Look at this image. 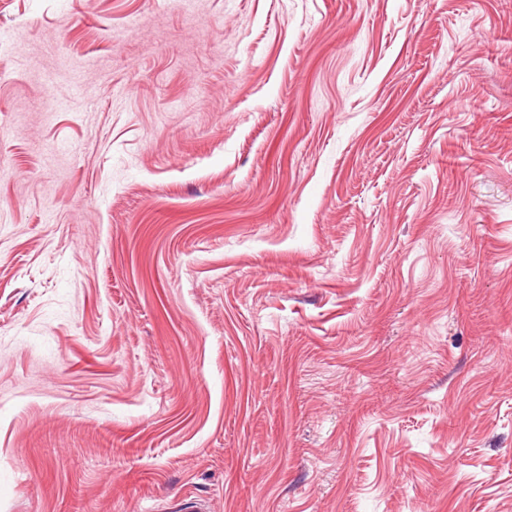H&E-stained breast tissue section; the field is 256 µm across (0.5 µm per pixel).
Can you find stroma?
<instances>
[{"label": "stroma", "instance_id": "1", "mask_svg": "<svg viewBox=\"0 0 512 512\" xmlns=\"http://www.w3.org/2000/svg\"><path fill=\"white\" fill-rule=\"evenodd\" d=\"M512 512V0H0V512Z\"/></svg>", "mask_w": 512, "mask_h": 512}]
</instances>
